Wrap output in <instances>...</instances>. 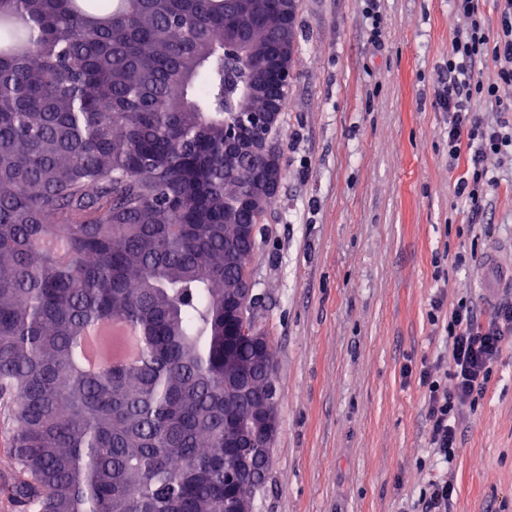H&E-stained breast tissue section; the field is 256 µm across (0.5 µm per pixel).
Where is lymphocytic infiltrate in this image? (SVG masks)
<instances>
[{"mask_svg":"<svg viewBox=\"0 0 512 512\" xmlns=\"http://www.w3.org/2000/svg\"><path fill=\"white\" fill-rule=\"evenodd\" d=\"M453 5L457 24L438 104L448 114L449 167H456L460 157L468 159L467 176L458 182L457 192L466 197L477 221L495 171L512 167V119L473 109L478 98L498 108L512 103V0H502V26L494 37L479 0H453ZM489 61L499 72V82L487 84L480 78ZM428 316L443 325L448 341L435 360L415 367L414 375L424 390L430 452L442 468L430 472L416 512H448L455 487L446 467L456 456L467 411L485 396L504 342L512 337V289H505L486 311L463 288L456 303L435 298Z\"/></svg>","mask_w":512,"mask_h":512,"instance_id":"obj_1","label":"lymphocytic infiltrate"}]
</instances>
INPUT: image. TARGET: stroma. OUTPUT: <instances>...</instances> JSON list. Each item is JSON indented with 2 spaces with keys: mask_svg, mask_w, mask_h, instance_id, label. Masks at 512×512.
Here are the masks:
<instances>
[{
  "mask_svg": "<svg viewBox=\"0 0 512 512\" xmlns=\"http://www.w3.org/2000/svg\"><path fill=\"white\" fill-rule=\"evenodd\" d=\"M299 0L298 52L277 143L283 177L256 237L253 319L274 355L277 431L256 512H410L427 487L424 390L407 365L446 335L432 299L486 293L476 266L512 252V171L483 231L457 195L435 104L450 0ZM451 512H512V341L468 415Z\"/></svg>",
  "mask_w": 512,
  "mask_h": 512,
  "instance_id": "1",
  "label": "stroma"
}]
</instances>
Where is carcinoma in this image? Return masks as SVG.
I'll return each instance as SVG.
<instances>
[{
  "label": "carcinoma",
  "mask_w": 512,
  "mask_h": 512,
  "mask_svg": "<svg viewBox=\"0 0 512 512\" xmlns=\"http://www.w3.org/2000/svg\"><path fill=\"white\" fill-rule=\"evenodd\" d=\"M298 0L280 18L297 41ZM274 12L224 0H0V406L20 512H239L224 492V351L252 368L254 321L224 335V262L249 167L224 166V121L246 92L224 34L247 25L262 67ZM136 331L137 359L88 370L92 324Z\"/></svg>",
  "instance_id": "1"
}]
</instances>
